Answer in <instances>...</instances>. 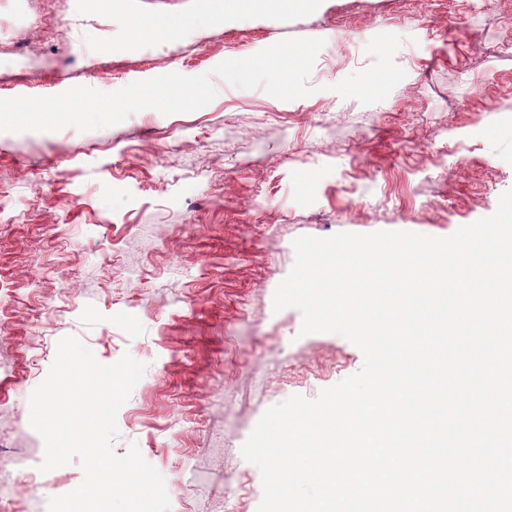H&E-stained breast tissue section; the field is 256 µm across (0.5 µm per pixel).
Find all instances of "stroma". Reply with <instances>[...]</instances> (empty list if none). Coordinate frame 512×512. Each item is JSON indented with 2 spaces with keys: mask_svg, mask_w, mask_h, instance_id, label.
Segmentation results:
<instances>
[{
  "mask_svg": "<svg viewBox=\"0 0 512 512\" xmlns=\"http://www.w3.org/2000/svg\"><path fill=\"white\" fill-rule=\"evenodd\" d=\"M199 0H0V98L111 92L205 73L284 38L322 39L315 92L282 101L216 80L203 108L145 109L82 132H0V512H48L79 459L40 472L29 397L59 340L146 369L113 448L137 444L170 512H257L241 446L263 413L356 373L358 347L301 335L273 309L294 240L339 232L447 236L512 189V0H317L131 43L145 15ZM379 33L405 78L380 102L331 87L369 67Z\"/></svg>",
  "mask_w": 512,
  "mask_h": 512,
  "instance_id": "1",
  "label": "stroma"
}]
</instances>
